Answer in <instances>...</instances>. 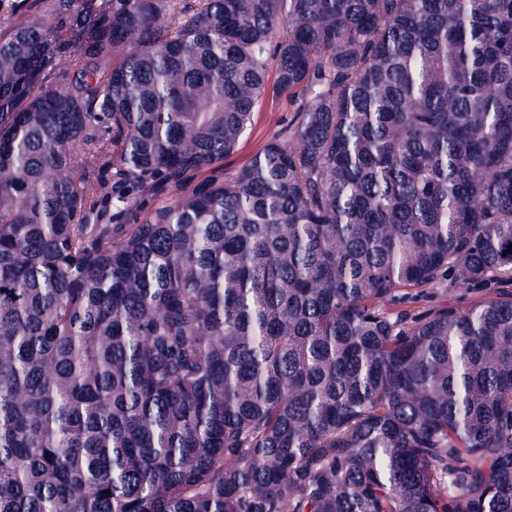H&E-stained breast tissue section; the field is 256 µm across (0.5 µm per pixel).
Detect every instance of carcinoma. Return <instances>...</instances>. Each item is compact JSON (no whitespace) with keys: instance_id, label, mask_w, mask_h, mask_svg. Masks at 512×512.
<instances>
[{"instance_id":"obj_1","label":"carcinoma","mask_w":512,"mask_h":512,"mask_svg":"<svg viewBox=\"0 0 512 512\" xmlns=\"http://www.w3.org/2000/svg\"><path fill=\"white\" fill-rule=\"evenodd\" d=\"M271 59L294 118L190 185ZM511 244L512 0H54L0 31V512H512Z\"/></svg>"}]
</instances>
